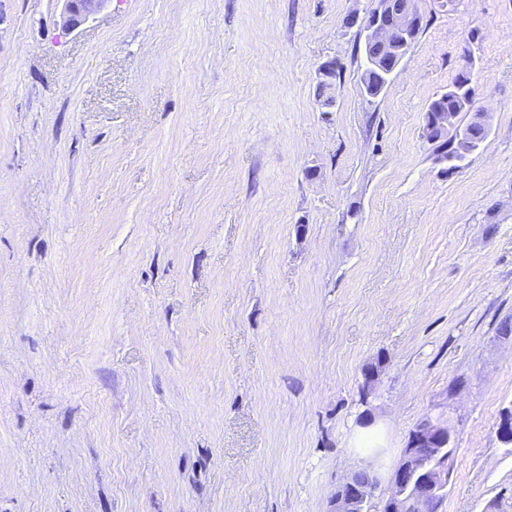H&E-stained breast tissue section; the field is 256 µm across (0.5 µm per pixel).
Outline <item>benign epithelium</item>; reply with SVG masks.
I'll list each match as a JSON object with an SVG mask.
<instances>
[{
	"instance_id": "obj_1",
	"label": "benign epithelium",
	"mask_w": 512,
	"mask_h": 512,
	"mask_svg": "<svg viewBox=\"0 0 512 512\" xmlns=\"http://www.w3.org/2000/svg\"><path fill=\"white\" fill-rule=\"evenodd\" d=\"M65 25L79 26L109 0H66ZM421 16L419 0H407L401 11H395L393 0H374V6L363 22L358 18L361 35L381 46L398 43L397 36L418 24ZM456 131L458 114L438 109L428 114L422 135L430 140L432 128ZM498 435L502 442L512 443V410L501 414ZM455 448L453 433L446 426L430 420L420 423L410 434L406 448L392 471L386 491H380L381 477L370 466L361 468L362 477L348 476L333 493L330 512H439L448 492V473Z\"/></svg>"
}]
</instances>
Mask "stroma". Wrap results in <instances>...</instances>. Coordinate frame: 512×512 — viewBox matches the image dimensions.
<instances>
[{
  "label": "stroma",
  "instance_id": "obj_1",
  "mask_svg": "<svg viewBox=\"0 0 512 512\" xmlns=\"http://www.w3.org/2000/svg\"><path fill=\"white\" fill-rule=\"evenodd\" d=\"M420 4L370 103L372 0H0V512H329L428 418L439 512H512V0ZM68 10L65 25L71 28L79 26L95 14L109 0H65ZM457 94L460 93L461 90H455ZM456 93L446 91L442 94H446V103L448 105V110L443 111L439 107L445 105V101L441 100L440 102L436 99L432 101L429 106L428 119L423 127L422 135L424 140L433 143L430 140V133L433 127H438L442 131L447 132L452 131L455 132L460 128L458 121V114L455 112H471L470 101L467 99H471L472 95L468 94L466 97L459 98ZM441 94V95H442ZM438 106V107H437ZM437 107V110H435ZM464 135L457 137V133H448V137L437 141L436 150L448 158V162L463 160L468 154L475 151L487 135V126L479 121H470L461 126Z\"/></svg>",
  "mask_w": 512,
  "mask_h": 512
}]
</instances>
